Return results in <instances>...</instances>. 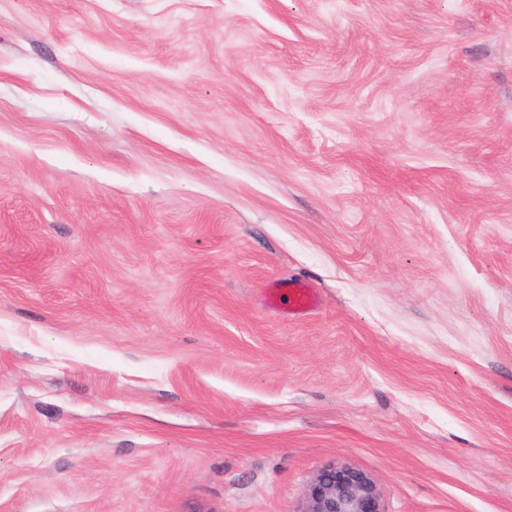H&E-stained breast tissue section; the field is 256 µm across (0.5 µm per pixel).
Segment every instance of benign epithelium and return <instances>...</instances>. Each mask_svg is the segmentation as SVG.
<instances>
[{
  "label": "benign epithelium",
  "mask_w": 512,
  "mask_h": 512,
  "mask_svg": "<svg viewBox=\"0 0 512 512\" xmlns=\"http://www.w3.org/2000/svg\"><path fill=\"white\" fill-rule=\"evenodd\" d=\"M298 512H383L380 493L365 471L328 465L313 476Z\"/></svg>",
  "instance_id": "1"
}]
</instances>
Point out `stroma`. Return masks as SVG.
I'll return each mask as SVG.
<instances>
[{
    "label": "stroma",
    "mask_w": 512,
    "mask_h": 512,
    "mask_svg": "<svg viewBox=\"0 0 512 512\" xmlns=\"http://www.w3.org/2000/svg\"><path fill=\"white\" fill-rule=\"evenodd\" d=\"M328 464L512 512V0H0V512ZM312 286L302 281L280 282L272 290V298L288 299V306L294 314L304 312L312 298Z\"/></svg>",
    "instance_id": "1"
}]
</instances>
